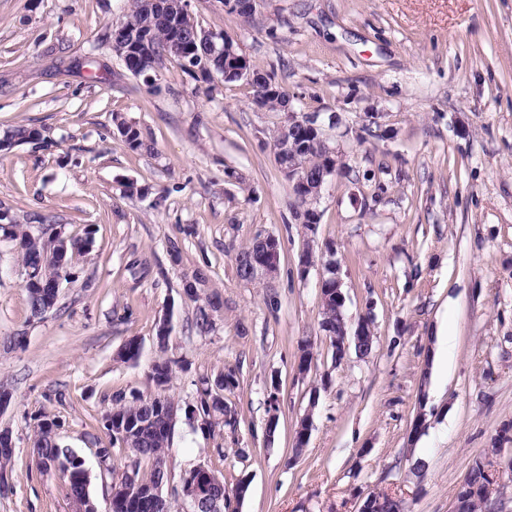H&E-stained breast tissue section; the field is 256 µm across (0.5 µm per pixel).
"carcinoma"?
Segmentation results:
<instances>
[{
	"label": "carcinoma",
	"instance_id": "1",
	"mask_svg": "<svg viewBox=\"0 0 512 512\" xmlns=\"http://www.w3.org/2000/svg\"><path fill=\"white\" fill-rule=\"evenodd\" d=\"M166 0H159L155 4L147 0H131L130 10L124 19L116 23V26H132L141 23L151 29L152 38L149 52L152 59L163 63L168 58H175L186 65L190 58L196 59V65L200 70L187 73L196 81L211 82L212 74L219 75L226 83L244 82L252 88L253 103L259 109L270 112L288 113V92L279 84L274 76L261 70L246 56H240L241 66L227 64L221 60L209 57L208 44L215 40L221 45L230 40L224 30L206 29L197 21L187 23L181 21L183 27L170 23L164 4ZM117 128L126 146L133 150H150L141 138L139 130L119 119ZM288 146V155L297 159L303 168V173L312 181L319 179L328 168L345 169L342 158L336 155V150L327 145L320 137L317 129L306 126L297 127L294 130H286V126L279 125L273 133V151H278L283 146ZM294 205L302 218L306 228L309 218L314 214L315 199L310 192L303 191L300 187H292ZM54 224H41V228L34 231L31 226L25 224H10L0 229V234L6 236L14 243L19 253L21 266L35 267L46 260L50 255L57 253ZM93 245L92 232L88 231L81 237L72 236L68 241L66 265L54 266L51 274L57 277L68 278L73 274L71 262L75 256L88 254ZM333 244H326V250L318 256L322 265L326 283L322 297L321 331L333 343L334 336L342 331L341 321L344 317L343 307L337 303L335 283L331 279V273L327 268L329 261L328 250ZM27 293L30 314L33 318H40L46 313L47 303L45 291L34 285L23 284ZM184 294L196 303L193 327L197 334L205 336L214 328V322L210 315V306L214 304L216 294L208 293L209 279L206 272L196 269L184 277ZM160 355L149 366L148 376L152 381L154 390L146 395L133 394L131 397L119 393L111 398L110 406L101 414L100 421L112 420V423L128 426L134 430L135 443L127 449L128 456L135 459L136 475L140 481L139 492L143 493L161 482L168 481L169 477V452L172 438L179 414L191 418L195 413L199 416L193 431H201L208 436L228 427L237 428L238 418L234 410L224 400V392L232 391L239 385L237 373L233 369H222L216 373L201 375L196 383V396L191 405L182 408L174 401L167 391L174 372L176 362L163 356L165 348H159ZM141 345L136 339L126 341L116 352V359L121 362L135 361L139 358ZM34 426L33 453L37 457L39 468L49 471L64 462L71 463V472L60 478L66 497L81 505H97V500L91 495L90 481L78 478L80 462L76 461L74 451L64 447L60 436L53 430L60 428L59 420L46 414L36 417ZM120 446L115 440L99 446L97 457L101 469V476L113 473L110 467L112 449ZM216 484L207 489H202L200 501L194 505L195 512H212L214 506H219L221 512H236L240 501L243 499L247 486L237 483L232 489L226 487L224 479L216 473H211ZM488 482V474L482 460H475L468 478L467 484L471 487H482ZM136 494L125 489L123 481L113 480L109 484L108 498H110V512H171L169 499L152 501L136 508L132 503Z\"/></svg>",
	"mask_w": 512,
	"mask_h": 512
}]
</instances>
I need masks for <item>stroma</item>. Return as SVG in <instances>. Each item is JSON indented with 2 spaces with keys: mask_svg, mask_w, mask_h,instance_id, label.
<instances>
[{
  "mask_svg": "<svg viewBox=\"0 0 512 512\" xmlns=\"http://www.w3.org/2000/svg\"><path fill=\"white\" fill-rule=\"evenodd\" d=\"M128 9L0 0V139L20 126L41 133L0 151V210L94 236L40 319L16 250L0 241V382L14 393L0 427L15 443L0 512H71L58 477L32 458L42 413L59 418L105 503L100 415L113 393L152 391L148 366L161 352L182 363L168 390L180 405L193 402L199 375L232 368L240 380L224 394L239 424L223 442L178 419L164 487L174 512H185L176 490L199 464L227 485L247 481L239 512H358L383 490L409 512H450L473 460L495 446L500 464L512 460V0H264L249 22L222 0H191L201 26L225 30L298 109L319 113L346 163L312 232L274 159L283 114L258 110L242 82L208 90L173 58L156 87L125 74L101 35ZM373 112L383 137L363 135ZM118 116L146 150L128 149ZM260 233L280 243L269 287L235 273L237 250ZM328 242L346 318L371 316L369 356L334 361L320 329L322 268L299 275L304 251ZM198 267L224 304L207 336L192 331L183 291ZM167 313L174 331L161 351ZM133 337L140 358L115 361ZM304 340L314 357L301 374ZM305 415L309 441L296 456Z\"/></svg>",
  "mask_w": 512,
  "mask_h": 512,
  "instance_id": "obj_1",
  "label": "stroma"
}]
</instances>
